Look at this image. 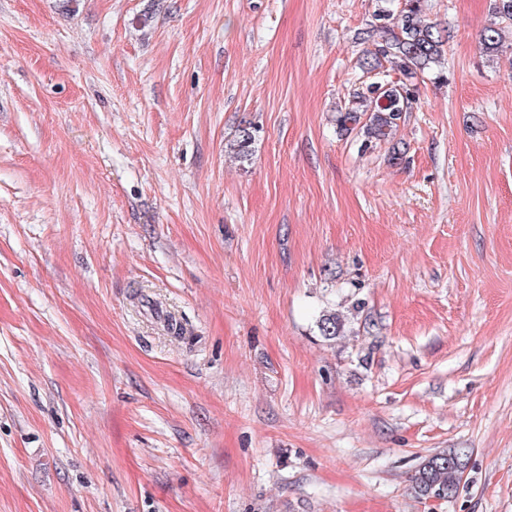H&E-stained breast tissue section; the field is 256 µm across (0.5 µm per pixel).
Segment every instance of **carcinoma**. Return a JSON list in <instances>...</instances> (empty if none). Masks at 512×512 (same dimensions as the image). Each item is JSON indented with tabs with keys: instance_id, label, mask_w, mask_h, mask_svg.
Here are the masks:
<instances>
[{
	"instance_id": "carcinoma-1",
	"label": "carcinoma",
	"mask_w": 512,
	"mask_h": 512,
	"mask_svg": "<svg viewBox=\"0 0 512 512\" xmlns=\"http://www.w3.org/2000/svg\"><path fill=\"white\" fill-rule=\"evenodd\" d=\"M374 14L375 23L358 33L359 40L371 45L359 65L374 72L390 64L396 79L373 82L352 93L351 106L336 116L341 132L360 130L361 148L368 150L380 143L392 144L390 160L402 159V149L394 141L402 113L409 111L418 93V79L437 67L445 53L449 35L425 12V0H383ZM495 22L481 35L483 50L500 52L505 35L512 32V0H492ZM256 129L249 124L237 127L230 149L240 159L252 155ZM320 334L336 339L345 333V321L336 313L323 315L318 321ZM468 455L450 448L425 458L414 478L413 492L418 498L448 499L456 495Z\"/></svg>"
}]
</instances>
